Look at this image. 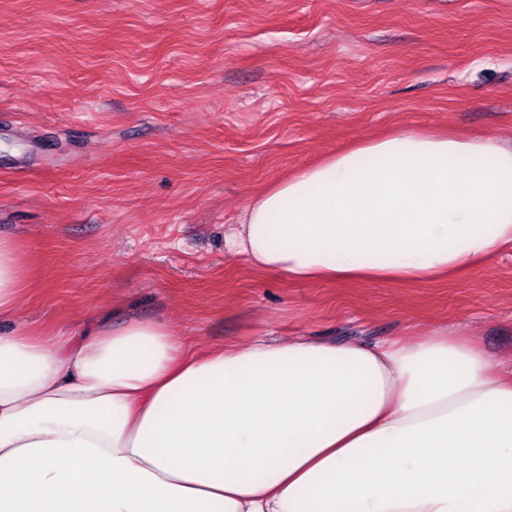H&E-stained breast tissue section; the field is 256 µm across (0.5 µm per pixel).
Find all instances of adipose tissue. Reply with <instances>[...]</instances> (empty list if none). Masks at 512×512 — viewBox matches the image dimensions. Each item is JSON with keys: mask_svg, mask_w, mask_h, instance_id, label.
Returning <instances> with one entry per match:
<instances>
[{"mask_svg": "<svg viewBox=\"0 0 512 512\" xmlns=\"http://www.w3.org/2000/svg\"><path fill=\"white\" fill-rule=\"evenodd\" d=\"M292 282L423 284L512 247V141L399 129L254 196L226 239ZM0 239V512H512V369L466 336L16 323Z\"/></svg>", "mask_w": 512, "mask_h": 512, "instance_id": "obj_1", "label": "adipose tissue"}]
</instances>
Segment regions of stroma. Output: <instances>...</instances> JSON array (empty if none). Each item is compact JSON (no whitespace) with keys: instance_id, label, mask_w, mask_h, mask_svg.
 I'll use <instances>...</instances> for the list:
<instances>
[{"instance_id":"stroma-1","label":"stroma","mask_w":512,"mask_h":512,"mask_svg":"<svg viewBox=\"0 0 512 512\" xmlns=\"http://www.w3.org/2000/svg\"><path fill=\"white\" fill-rule=\"evenodd\" d=\"M396 127L512 138V0H0V238L16 320L256 336L438 329L512 358V250L457 278L294 283L224 239L255 195Z\"/></svg>"}]
</instances>
